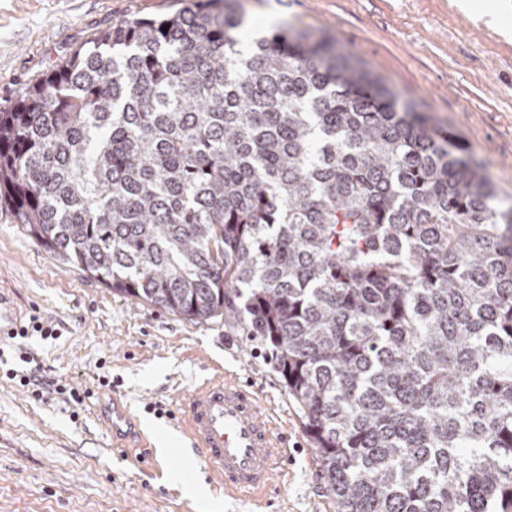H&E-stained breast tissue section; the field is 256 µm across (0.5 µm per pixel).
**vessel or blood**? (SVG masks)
Returning a JSON list of instances; mask_svg holds the SVG:
<instances>
[{
  "label": "vessel or blood",
  "mask_w": 512,
  "mask_h": 512,
  "mask_svg": "<svg viewBox=\"0 0 512 512\" xmlns=\"http://www.w3.org/2000/svg\"><path fill=\"white\" fill-rule=\"evenodd\" d=\"M17 327L14 305L0 295V342ZM178 427L229 495L267 490L288 455L260 397L228 375L205 379L181 401Z\"/></svg>",
  "instance_id": "obj_1"
}]
</instances>
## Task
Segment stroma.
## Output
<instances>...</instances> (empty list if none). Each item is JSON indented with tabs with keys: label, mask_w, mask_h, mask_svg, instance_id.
<instances>
[{
	"label": "stroma",
	"mask_w": 512,
	"mask_h": 512,
	"mask_svg": "<svg viewBox=\"0 0 512 512\" xmlns=\"http://www.w3.org/2000/svg\"><path fill=\"white\" fill-rule=\"evenodd\" d=\"M183 0H0V105L79 46ZM252 32L326 37L355 57L430 129L462 149L512 205V39L450 0H239ZM0 293L56 338L0 345V512H335L315 450L280 375L234 322L197 324L112 293L45 253L0 212ZM27 349L47 378L89 391L82 405L35 400L4 376ZM250 381L294 450L261 500L225 495L172 419L205 378ZM111 384L103 388L99 377ZM129 409L112 436V407ZM152 461L136 459L143 440Z\"/></svg>",
	"instance_id": "stroma-1"
}]
</instances>
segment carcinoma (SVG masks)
Instances as JSON below:
<instances>
[{"label":"carcinoma","instance_id":"1","mask_svg":"<svg viewBox=\"0 0 512 512\" xmlns=\"http://www.w3.org/2000/svg\"><path fill=\"white\" fill-rule=\"evenodd\" d=\"M0 210L240 321L336 512H512V206L330 40H254L230 0L113 24L0 106Z\"/></svg>","mask_w":512,"mask_h":512}]
</instances>
